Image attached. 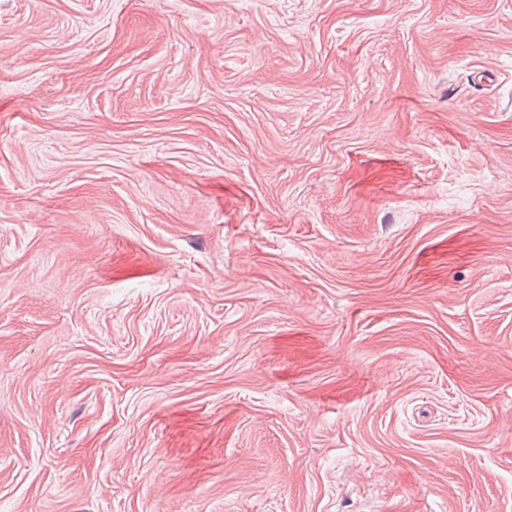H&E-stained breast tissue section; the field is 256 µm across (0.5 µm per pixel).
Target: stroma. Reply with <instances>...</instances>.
I'll return each mask as SVG.
<instances>
[{
    "label": "stroma",
    "instance_id": "1",
    "mask_svg": "<svg viewBox=\"0 0 512 512\" xmlns=\"http://www.w3.org/2000/svg\"><path fill=\"white\" fill-rule=\"evenodd\" d=\"M0 512H512V0H0Z\"/></svg>",
    "mask_w": 512,
    "mask_h": 512
}]
</instances>
